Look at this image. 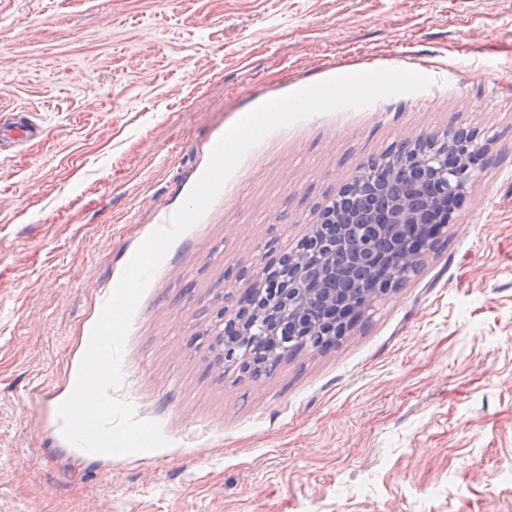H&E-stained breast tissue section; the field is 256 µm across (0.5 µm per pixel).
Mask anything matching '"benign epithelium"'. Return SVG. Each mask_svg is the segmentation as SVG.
Returning <instances> with one entry per match:
<instances>
[{
    "label": "benign epithelium",
    "instance_id": "1",
    "mask_svg": "<svg viewBox=\"0 0 512 512\" xmlns=\"http://www.w3.org/2000/svg\"><path fill=\"white\" fill-rule=\"evenodd\" d=\"M480 161V154L474 152L463 158L451 173L446 167L436 170L435 177L449 183V187L437 197L427 199L424 208L412 206L407 198L393 203L398 223L390 230L401 239L399 249L380 253L359 240L354 250L346 253L344 264L367 267L373 274L368 288L358 296L336 287L335 249H347L348 226L344 224V216L331 213L321 217L311 226L303 245L282 254V263L270 268L276 302L267 298L268 284L262 281L252 286L255 297L252 307L225 321L224 363H248L256 353L264 358V364L276 363L280 357L277 351L280 329L285 325L289 335L304 340L345 335L394 287L397 279L413 271L422 253L433 245L463 202L468 186L480 169ZM320 253L322 264L311 268V256ZM254 313L264 318L268 340L272 343L271 348L258 352L253 351L251 315Z\"/></svg>",
    "mask_w": 512,
    "mask_h": 512
}]
</instances>
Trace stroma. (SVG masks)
<instances>
[{
	"mask_svg": "<svg viewBox=\"0 0 512 512\" xmlns=\"http://www.w3.org/2000/svg\"><path fill=\"white\" fill-rule=\"evenodd\" d=\"M378 69L416 93L278 127L170 246L115 397L167 446L67 442L57 409L141 242L221 136ZM0 512H512V0H0ZM474 129L487 150L419 271L333 347L257 377L209 345L356 168Z\"/></svg>",
	"mask_w": 512,
	"mask_h": 512,
	"instance_id": "35a3bbf8",
	"label": "stroma"
}]
</instances>
